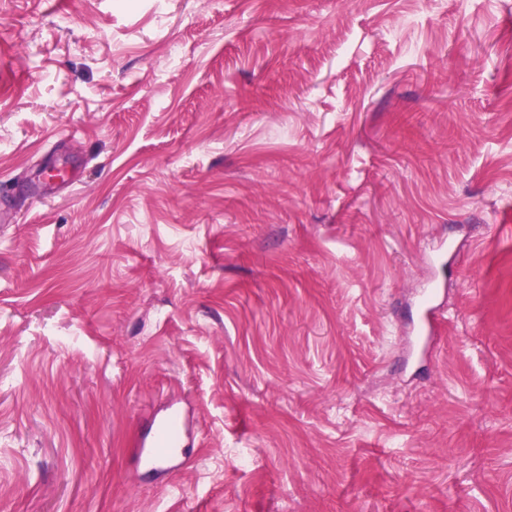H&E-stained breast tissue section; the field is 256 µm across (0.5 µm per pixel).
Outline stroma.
I'll return each mask as SVG.
<instances>
[{
    "mask_svg": "<svg viewBox=\"0 0 512 512\" xmlns=\"http://www.w3.org/2000/svg\"><path fill=\"white\" fill-rule=\"evenodd\" d=\"M0 512H512V0H0ZM185 421L176 408L157 418L152 435L140 438L136 446L146 466L154 469L160 463L177 460L187 448Z\"/></svg>",
    "mask_w": 512,
    "mask_h": 512,
    "instance_id": "35a3bbf8",
    "label": "stroma"
}]
</instances>
